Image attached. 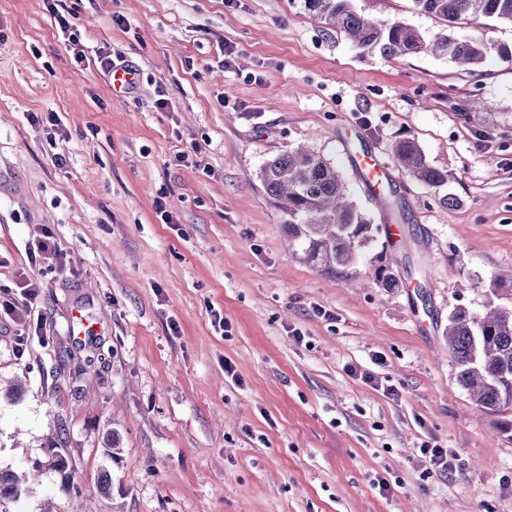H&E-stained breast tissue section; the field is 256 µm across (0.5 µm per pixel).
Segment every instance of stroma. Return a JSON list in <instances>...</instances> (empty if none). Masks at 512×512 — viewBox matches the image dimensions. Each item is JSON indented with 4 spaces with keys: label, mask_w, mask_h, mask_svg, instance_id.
I'll return each mask as SVG.
<instances>
[{
    "label": "stroma",
    "mask_w": 512,
    "mask_h": 512,
    "mask_svg": "<svg viewBox=\"0 0 512 512\" xmlns=\"http://www.w3.org/2000/svg\"><path fill=\"white\" fill-rule=\"evenodd\" d=\"M50 4L0 0V290L37 279L50 327L0 323V468L40 473L0 512H512V436L443 335L512 275V64L364 59L298 0H63L65 32ZM354 5L447 30L413 0ZM404 139L454 205L403 173ZM300 144L397 245L341 272L289 250L260 169ZM370 151L379 199L350 161ZM46 227L62 257L38 269ZM379 254L398 287H352ZM419 451L422 455L429 458L432 471L439 474L447 473L456 460L454 454H448V448H440L437 445L432 446L429 443H422Z\"/></svg>",
    "instance_id": "35a3bbf8"
}]
</instances>
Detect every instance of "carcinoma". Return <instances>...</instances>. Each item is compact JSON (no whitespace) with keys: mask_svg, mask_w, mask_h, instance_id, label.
I'll use <instances>...</instances> for the list:
<instances>
[{"mask_svg":"<svg viewBox=\"0 0 512 512\" xmlns=\"http://www.w3.org/2000/svg\"><path fill=\"white\" fill-rule=\"evenodd\" d=\"M323 30L342 34L363 58L384 59L431 53L466 67H477L494 52L512 63V47L497 46L483 35L467 34L469 25L512 23V0H413L421 10L448 26V34L425 40L398 21L370 19L359 14L353 0H299ZM398 166L412 180L434 190L448 175L430 165L412 140L393 149ZM260 179L267 195L285 217L288 239L303 259L328 269L358 262L362 249L375 239L376 228L357 212L346 196L336 169L321 156L300 146L265 161ZM375 285L396 288L399 282L379 256L370 262ZM448 347L459 368L458 384L476 405L491 413L512 410V304L488 302L483 310L456 307L448 315ZM0 470V500L21 497L26 480Z\"/></svg>","mask_w":512,"mask_h":512,"instance_id":"cac0c4a2","label":"carcinoma"}]
</instances>
